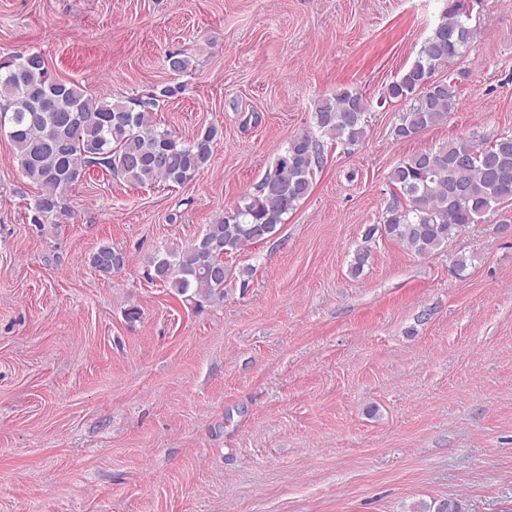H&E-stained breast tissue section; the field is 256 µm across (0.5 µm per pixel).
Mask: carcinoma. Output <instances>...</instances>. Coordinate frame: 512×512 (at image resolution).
Masks as SVG:
<instances>
[{
    "label": "carcinoma",
    "instance_id": "obj_1",
    "mask_svg": "<svg viewBox=\"0 0 512 512\" xmlns=\"http://www.w3.org/2000/svg\"><path fill=\"white\" fill-rule=\"evenodd\" d=\"M466 0H446L439 22L421 45L416 60L390 83L386 96L411 101L394 127L398 140H410L447 120L455 105L458 79L436 74L474 44ZM192 56H166L170 72L181 75ZM177 83L156 87L147 98L115 103L97 99L83 86L62 83L48 72L42 53L0 57V133L9 137L12 162L38 190L31 223L70 217L67 196L73 185L97 167L131 186L157 182L183 184L209 163L219 129L208 126L185 143L154 121L160 102L183 93ZM368 102L355 89H343L315 103L320 136L299 133L278 154L256 192L244 195L186 247L153 257L149 280L172 289L191 308L224 300L230 274L225 260L277 232L284 217L305 199L315 170L323 164L324 139L356 145L366 136ZM390 198L380 221L364 232L379 234L417 256L434 253L495 207L512 203V135L493 140L459 138L402 160L388 176ZM107 278L126 262L110 244L88 258Z\"/></svg>",
    "mask_w": 512,
    "mask_h": 512
}]
</instances>
